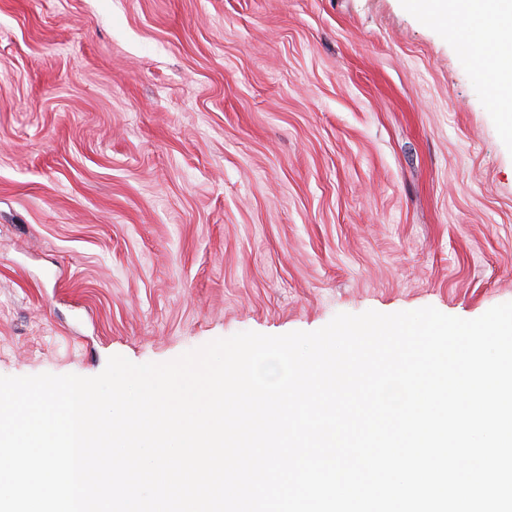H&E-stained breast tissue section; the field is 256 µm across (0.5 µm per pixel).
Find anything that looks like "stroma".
Instances as JSON below:
<instances>
[{
	"label": "stroma",
	"instance_id": "obj_1",
	"mask_svg": "<svg viewBox=\"0 0 512 512\" xmlns=\"http://www.w3.org/2000/svg\"><path fill=\"white\" fill-rule=\"evenodd\" d=\"M411 0H0V376L512 302V132Z\"/></svg>",
	"mask_w": 512,
	"mask_h": 512
}]
</instances>
